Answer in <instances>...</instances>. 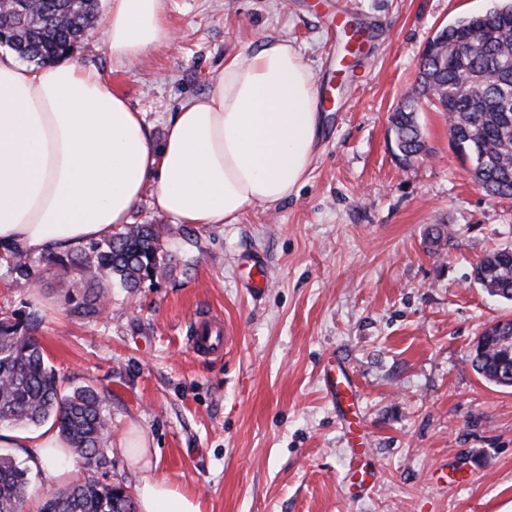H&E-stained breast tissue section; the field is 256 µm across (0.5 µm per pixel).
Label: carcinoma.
Wrapping results in <instances>:
<instances>
[{
	"label": "carcinoma",
	"instance_id": "1",
	"mask_svg": "<svg viewBox=\"0 0 512 512\" xmlns=\"http://www.w3.org/2000/svg\"><path fill=\"white\" fill-rule=\"evenodd\" d=\"M96 0H35L27 13L0 12V26L21 59L40 64L59 60L90 36ZM418 96L430 97L448 118L450 140L470 162L472 180L489 196L512 198V5L491 14L463 17L439 28L422 53ZM398 157L405 163L426 155L417 102L391 116ZM167 254L154 224H124L89 249L66 257L47 256L44 268L19 250L9 253L14 280L29 282L43 271L73 268L68 300L73 316L101 313L117 283L133 291L154 281ZM475 281L503 301L512 302V249L494 250L475 268ZM36 316L12 311L0 315V426L39 425L54 419L70 454L87 471L105 464L104 446L111 418L104 398L91 386L70 391L44 358L32 335ZM512 335L483 332L471 364L482 378L512 387ZM29 470L0 455V512H20L30 488ZM43 512H134L121 486L88 479L49 497Z\"/></svg>",
	"mask_w": 512,
	"mask_h": 512
}]
</instances>
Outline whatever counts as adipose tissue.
Listing matches in <instances>:
<instances>
[{"mask_svg": "<svg viewBox=\"0 0 512 512\" xmlns=\"http://www.w3.org/2000/svg\"><path fill=\"white\" fill-rule=\"evenodd\" d=\"M100 29L120 59L174 36L165 0H109ZM317 135V85L284 39L225 59L210 91L182 103L158 140L95 68L0 57V247L36 256L77 250L130 223L146 194L176 224L240 223L307 181ZM1 443L35 449L56 474L68 460L48 427L0 435ZM152 454L142 444L128 455L141 473L138 512H202L154 474Z\"/></svg>", "mask_w": 512, "mask_h": 512, "instance_id": "1", "label": "adipose tissue"}]
</instances>
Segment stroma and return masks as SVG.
Returning a JSON list of instances; mask_svg holds the SVG:
<instances>
[{
	"label": "stroma",
	"instance_id": "1",
	"mask_svg": "<svg viewBox=\"0 0 512 512\" xmlns=\"http://www.w3.org/2000/svg\"><path fill=\"white\" fill-rule=\"evenodd\" d=\"M504 0H166L177 36L133 60L102 44L73 60L97 69L154 137L205 95L225 58L262 41L293 43L319 97L308 181L238 224L176 225L143 196L133 221L156 225L167 267L154 282L113 287L103 313L79 318L69 276L30 282L0 260V310L40 315L33 334L64 388L105 398L112 437L95 473L48 475L31 449L23 512L95 478L134 493L122 448L133 430L158 449L155 473L202 512H512V387L479 376L471 351L512 303L473 269L512 247V199L487 196L428 100L429 152L395 154L391 113L415 91L438 27ZM450 231L429 242L434 225ZM263 267L262 291L250 288ZM222 320L219 357L186 344L199 315ZM340 354L367 451L355 455L323 373Z\"/></svg>",
	"mask_w": 512,
	"mask_h": 512
}]
</instances>
